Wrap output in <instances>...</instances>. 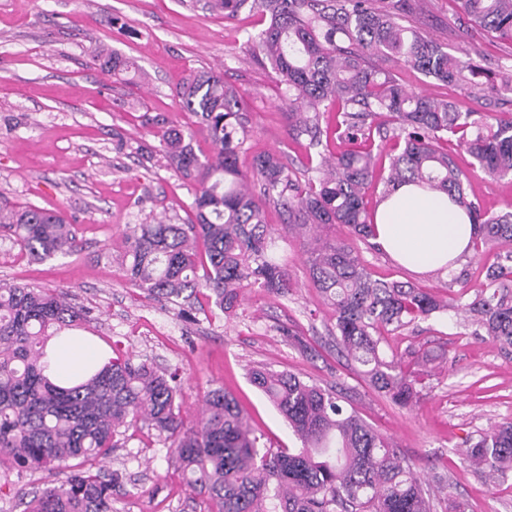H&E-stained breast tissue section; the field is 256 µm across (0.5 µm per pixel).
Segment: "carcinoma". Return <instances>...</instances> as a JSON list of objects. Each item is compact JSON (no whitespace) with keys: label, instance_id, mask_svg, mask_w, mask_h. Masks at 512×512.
<instances>
[{"label":"carcinoma","instance_id":"obj_1","mask_svg":"<svg viewBox=\"0 0 512 512\" xmlns=\"http://www.w3.org/2000/svg\"><path fill=\"white\" fill-rule=\"evenodd\" d=\"M410 0H214L232 18L250 8L268 18L246 50L271 69L288 105V125L307 140L308 183L289 175L274 154L254 159L264 200L279 206L289 223L317 231L345 226L370 244L373 215L364 195L382 186L380 200L414 183L448 194L474 226L476 254L508 246L505 260L484 270V288L468 302L446 300L410 282L375 279L360 253L344 240L307 239L310 280L333 308L340 352L358 364L373 389L400 407L421 395L414 359L428 374L434 356L410 347L386 356L382 331L398 333L438 312L468 314L476 330L512 350V211L490 213L469 198V178L439 149L456 138L486 174L512 179V113L496 124L446 99L406 88L390 65L419 71L472 99L512 94V69L494 72L469 51L454 55L415 25H403ZM456 16L512 41V0H454ZM103 72L122 79L129 65L117 55H97ZM182 109L200 116L213 153L199 158L176 129L160 135L175 170L198 184L195 222L158 220L135 224L125 234L126 279L154 300L182 305L189 319L202 294L223 312L245 288L288 293V272L269 257L273 240L262 207L237 166L247 129L239 93L216 71L190 76L176 91ZM337 106L331 134L346 148L326 155L320 112ZM380 144H375V139ZM393 139L402 150L388 173L375 150ZM0 227L20 251L46 260L77 249V233L65 217L38 206L0 208ZM85 320L64 293L28 285H0V465L66 470L60 485L34 496L26 512H112L118 476L96 466L122 429L137 422L171 439L175 462L191 494L210 512H437V495L423 487L393 443L337 392L290 371L253 367L251 383L262 391L301 442L299 448H260L235 399L223 389L207 393L201 411L186 425L177 402L180 382L133 357L118 354L85 382L72 387L44 375L43 349L53 327ZM478 469L505 480L512 475V422L482 433L467 449Z\"/></svg>","mask_w":512,"mask_h":512}]
</instances>
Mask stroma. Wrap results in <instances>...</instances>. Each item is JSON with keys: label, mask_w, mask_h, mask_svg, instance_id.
Masks as SVG:
<instances>
[{"label": "stroma", "mask_w": 512, "mask_h": 512, "mask_svg": "<svg viewBox=\"0 0 512 512\" xmlns=\"http://www.w3.org/2000/svg\"><path fill=\"white\" fill-rule=\"evenodd\" d=\"M264 26L246 10L224 18L208 0H0V202L61 210L79 239L76 252L36 261L0 235V283L65 292L88 311L80 331L108 349L178 371L185 420L196 417L207 391L221 388L237 399L259 447H299L248 376L261 364L291 371L341 391L423 481L441 483L437 512H512V479L492 480L465 456L469 438L512 421V354L447 316L418 321L386 336L383 350L433 352L436 369L424 378L415 405L395 406L340 353L330 334L334 313L310 282L303 241L275 206L267 208L271 255L288 271L287 295L248 288L231 312L205 305L187 320L126 280L121 256L128 226L163 216L185 224L193 217L195 187L169 164L156 135L159 125L177 127L198 156L210 154L199 119L174 97L190 73L220 70L238 90L249 129L239 156L243 171L254 156L272 153L306 182L304 150L289 133L280 90L269 69L244 50L248 36ZM423 28L449 51L477 48L483 66L512 63L511 44L459 26L452 0H430ZM103 46L131 58L142 78L116 82L92 65ZM444 148L468 169L469 191L485 209L512 205V180L471 168L455 142ZM359 251L376 278L467 301L482 286L480 269L498 261L497 251L480 253L471 279L454 284L446 275L411 272L367 245ZM291 332L301 344L288 341ZM104 464L120 476L112 512H208L186 490L171 442L156 430L129 428ZM61 480L1 467L0 512H23L35 491Z\"/></svg>", "instance_id": "1"}]
</instances>
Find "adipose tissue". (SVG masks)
<instances>
[{"label": "adipose tissue", "instance_id": "ef3b65f1", "mask_svg": "<svg viewBox=\"0 0 512 512\" xmlns=\"http://www.w3.org/2000/svg\"><path fill=\"white\" fill-rule=\"evenodd\" d=\"M375 241L399 264L416 272L432 271L468 253L474 226L447 194L413 184L401 186L375 215ZM111 359L91 336L64 330L47 343L45 374L72 385L88 379Z\"/></svg>", "mask_w": 512, "mask_h": 512}]
</instances>
